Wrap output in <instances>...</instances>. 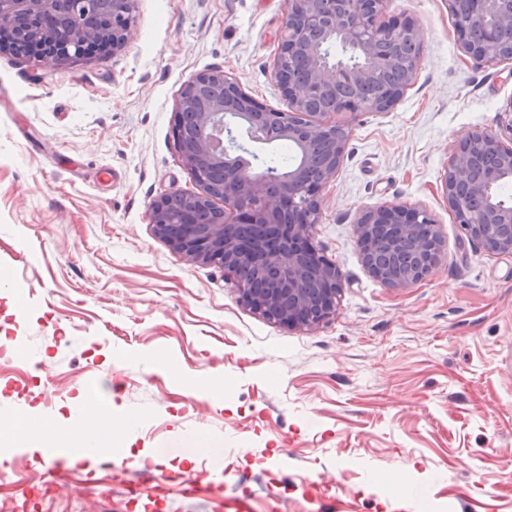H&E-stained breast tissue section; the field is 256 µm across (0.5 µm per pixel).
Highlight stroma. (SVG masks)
I'll list each match as a JSON object with an SVG mask.
<instances>
[{
    "label": "stroma",
    "mask_w": 512,
    "mask_h": 512,
    "mask_svg": "<svg viewBox=\"0 0 512 512\" xmlns=\"http://www.w3.org/2000/svg\"><path fill=\"white\" fill-rule=\"evenodd\" d=\"M416 21L415 78L391 108L346 119L314 239L343 274L335 315L311 330L253 314L233 275L159 238L152 204L199 193L173 136L193 75L221 69L287 110L272 75L283 0H138L119 51L58 70L0 54V419L44 446L83 391L104 403L98 454L66 490L25 448L0 470L29 483L10 512H127L99 458L152 477L136 512H512V254L457 224L443 192L465 137H507L512 60L467 54L448 0H387ZM401 204L436 221L434 272L392 288L365 268L354 225ZM222 443L213 457L191 442ZM194 467L219 487L181 493ZM6 502V501H5Z\"/></svg>",
    "instance_id": "35a3bbf8"
}]
</instances>
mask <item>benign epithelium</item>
Segmentation results:
<instances>
[{
    "label": "benign epithelium",
    "instance_id": "1",
    "mask_svg": "<svg viewBox=\"0 0 512 512\" xmlns=\"http://www.w3.org/2000/svg\"><path fill=\"white\" fill-rule=\"evenodd\" d=\"M137 0H0V52L35 44L32 60L59 70L84 58L94 42L122 49ZM386 0H285L273 75L289 110L268 107L216 69L183 85L173 133L194 113L193 144L181 150L200 192L174 190L155 202L156 235L190 260L232 271L242 302L270 321L311 330L336 313L342 274L313 243L323 186L339 167L347 125L337 117L392 107L417 71L422 41L410 19L384 18ZM466 53L485 63L511 60L501 32L512 29V0H449ZM343 42L353 59L325 54ZM270 144L287 140L297 161L282 176L258 171L238 149L239 134ZM512 182V146L494 132L461 141L443 189L456 223L491 252L512 253V209L495 194ZM369 273L394 288L429 276L444 243L426 210L399 204L365 211L354 224Z\"/></svg>",
    "mask_w": 512,
    "mask_h": 512
}]
</instances>
